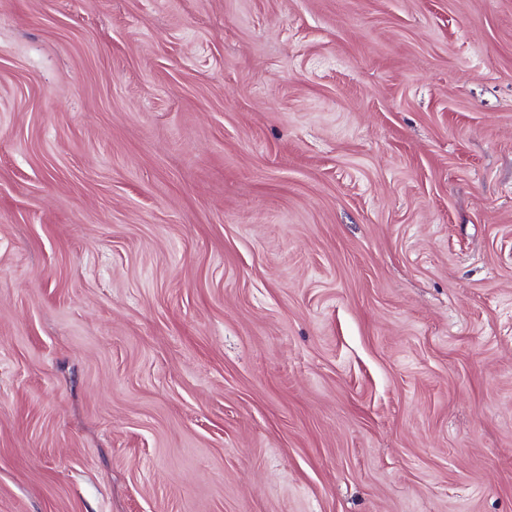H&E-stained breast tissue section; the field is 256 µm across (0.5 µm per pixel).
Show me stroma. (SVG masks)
<instances>
[{"instance_id": "1", "label": "stroma", "mask_w": 512, "mask_h": 512, "mask_svg": "<svg viewBox=\"0 0 512 512\" xmlns=\"http://www.w3.org/2000/svg\"><path fill=\"white\" fill-rule=\"evenodd\" d=\"M0 512H512V0H0Z\"/></svg>"}]
</instances>
